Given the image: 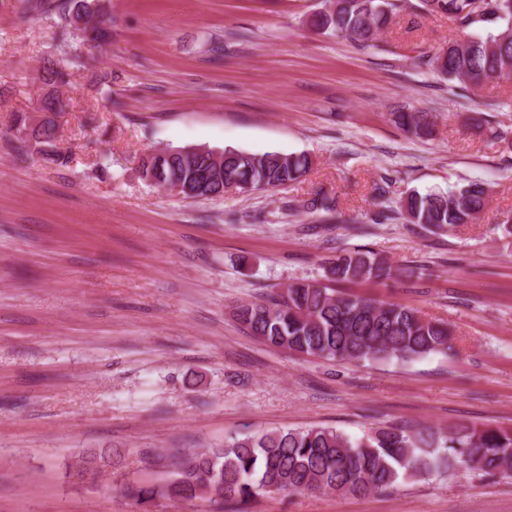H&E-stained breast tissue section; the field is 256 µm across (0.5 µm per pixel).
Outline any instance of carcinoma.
I'll list each match as a JSON object with an SVG mask.
<instances>
[{"label": "carcinoma", "instance_id": "carcinoma-1", "mask_svg": "<svg viewBox=\"0 0 512 512\" xmlns=\"http://www.w3.org/2000/svg\"><path fill=\"white\" fill-rule=\"evenodd\" d=\"M45 13H57L64 32L83 45L99 46L112 38V21L100 0H38ZM404 0H325L309 23L321 34L368 44L376 39ZM420 12H443L461 30L493 24L483 35L451 43L429 59L449 80L479 87L494 79H512V0H420ZM84 66L76 54L64 64L45 61L41 99L43 121L37 132L43 152L54 156L57 115L66 102L57 94L69 83V70ZM393 121L415 137H427V114L400 109ZM224 162L175 148L165 162L169 180L188 184L195 198H212L221 185L241 193L272 189L299 179L309 168L304 155L277 151L249 153L223 149ZM489 190L471 181L456 191L415 192L401 204L406 222L432 232L471 224L484 210ZM290 210L322 212L324 222L338 218L334 200L323 196L288 205ZM399 267L372 252L353 251L336 259L325 277L337 284L395 281ZM237 320L267 346L302 356L356 363L415 362L452 350L453 334L441 319L425 318L409 306L331 288L317 280H300L262 302L236 307ZM166 478L127 487L141 504L157 498L194 500L220 496L225 503L246 502L282 492L367 495L393 491L401 482L433 474L452 477L462 470L512 479V430L465 423L442 431L433 426L406 430L378 428L351 438L329 427L287 429L235 435L222 448L158 457Z\"/></svg>", "mask_w": 512, "mask_h": 512}]
</instances>
